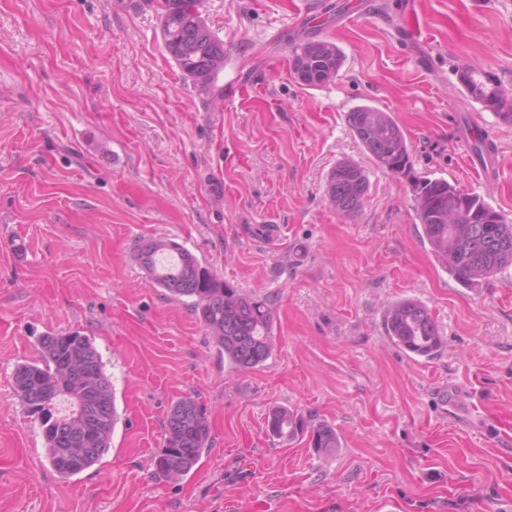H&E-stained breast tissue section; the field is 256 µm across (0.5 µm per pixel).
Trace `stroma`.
Instances as JSON below:
<instances>
[{"label": "stroma", "mask_w": 512, "mask_h": 512, "mask_svg": "<svg viewBox=\"0 0 512 512\" xmlns=\"http://www.w3.org/2000/svg\"><path fill=\"white\" fill-rule=\"evenodd\" d=\"M202 0L236 59L206 103L165 50L154 0H0V512H512V267L480 290L449 279L421 240L410 180L350 133L363 104L392 113L414 172L484 198L512 222V122L475 101L462 64L512 92V0ZM320 6L300 31L302 5ZM419 41L402 38L405 27ZM334 43L336 79L301 85L299 33ZM484 128L500 176L466 168L459 133ZM352 159L369 190L336 211L326 176ZM141 239L182 244L221 279L267 298L275 347L224 363L190 307L140 266ZM300 260L291 261L293 250ZM426 306L445 345L417 360L384 335L387 303ZM91 336L120 420L99 464L62 481L13 389L36 339ZM464 401L443 412L441 387ZM204 405L212 446L178 482L152 460L174 402ZM285 407L333 428V453L271 436Z\"/></svg>", "instance_id": "obj_1"}]
</instances>
